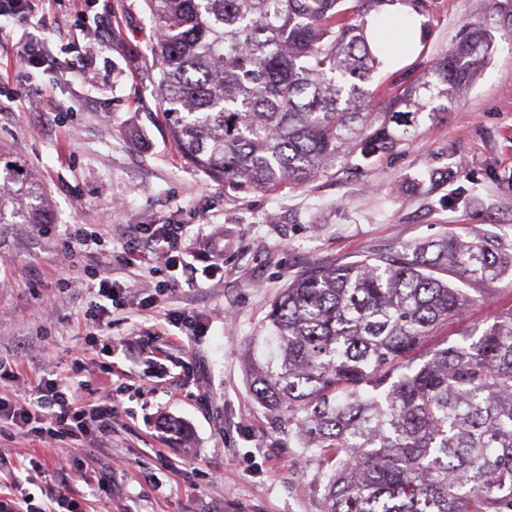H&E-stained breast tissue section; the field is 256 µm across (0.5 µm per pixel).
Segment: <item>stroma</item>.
Masks as SVG:
<instances>
[{
	"label": "stroma",
	"mask_w": 512,
	"mask_h": 512,
	"mask_svg": "<svg viewBox=\"0 0 512 512\" xmlns=\"http://www.w3.org/2000/svg\"><path fill=\"white\" fill-rule=\"evenodd\" d=\"M74 38L57 43L51 68L19 72L17 47L51 38L57 0L22 16L0 17V75L28 93L0 101V155L19 158L39 181L53 222L0 224V355L19 375L0 395L28 398L46 374L68 375L85 345L84 313L93 303L82 269H105L140 292L166 280L155 262L123 266L114 232L136 224H184L198 269L216 277L180 282L159 313L186 322L151 341L143 358L98 353L82 372L83 395L99 396L120 375L112 434L94 448L43 451L20 433L0 436L14 461L0 474V495L21 481L34 505L63 497L86 512H320V470L303 457L283 412L262 406L247 378L246 352L266 335L272 302L318 263H346L448 233L496 234L512 252V0H424L425 45L398 70H379L375 95L411 84L459 38L485 19L495 47L474 85L447 119L422 125L395 154L351 157L304 186L237 194L187 164L159 119L158 25L145 0H80ZM115 25L111 41L100 28ZM477 202H448L445 172ZM105 238L104 250L67 259L71 225ZM70 289H62V280ZM512 307V276L486 284L452 332L487 326ZM112 361L111 373L99 364ZM181 418L186 438L159 424Z\"/></svg>",
	"instance_id": "35a3bbf8"
}]
</instances>
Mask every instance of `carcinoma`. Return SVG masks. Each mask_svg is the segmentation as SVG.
Here are the masks:
<instances>
[{
	"label": "carcinoma",
	"mask_w": 512,
	"mask_h": 512,
	"mask_svg": "<svg viewBox=\"0 0 512 512\" xmlns=\"http://www.w3.org/2000/svg\"><path fill=\"white\" fill-rule=\"evenodd\" d=\"M391 0H146L163 116L183 158L237 193L303 185L445 117L494 47L485 21L371 108L366 16ZM40 185L0 160V224H47ZM400 258L317 265L269 312L249 356L256 399L288 412L318 461L321 512H512V307L429 345L512 275V255L450 233Z\"/></svg>",
	"instance_id": "cac0c4a2"
}]
</instances>
